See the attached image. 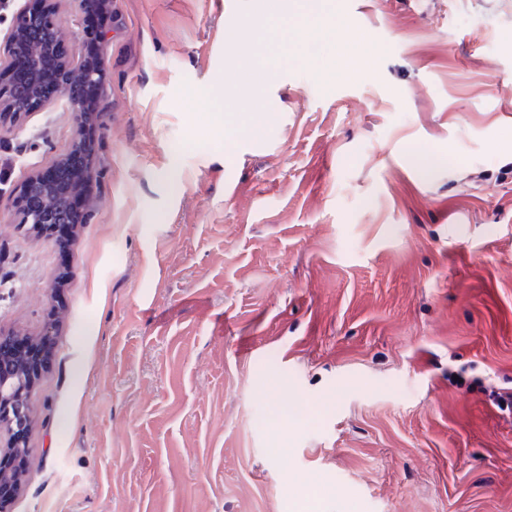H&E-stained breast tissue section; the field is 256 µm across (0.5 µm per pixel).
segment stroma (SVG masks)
<instances>
[{
    "instance_id": "stroma-1",
    "label": "stroma",
    "mask_w": 512,
    "mask_h": 512,
    "mask_svg": "<svg viewBox=\"0 0 512 512\" xmlns=\"http://www.w3.org/2000/svg\"><path fill=\"white\" fill-rule=\"evenodd\" d=\"M335 5L332 77L279 0H110L68 249L16 200L84 130L0 120V333L61 313L0 512H512V0Z\"/></svg>"
}]
</instances>
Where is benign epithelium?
<instances>
[{"label": "benign epithelium", "instance_id": "obj_1", "mask_svg": "<svg viewBox=\"0 0 512 512\" xmlns=\"http://www.w3.org/2000/svg\"><path fill=\"white\" fill-rule=\"evenodd\" d=\"M57 0H24L19 10L12 33L13 52L24 53L28 59L36 62L29 69L28 77L23 82L14 80L12 73L0 74V112H14V102L22 99L34 109L40 106L45 97L42 86L54 81L60 93L74 112L78 124L88 123L93 113L75 105L77 98L72 91L77 87L95 82L102 74V61L84 63L78 69H68L62 63L54 71H47L41 66L45 55L52 49L57 56H62L67 36L48 21L50 8L48 3ZM75 148L64 154L56 172L38 175L29 179L21 188L19 214L20 223L36 224L61 223L66 217V195L59 190V185L66 186V191L79 187L84 174L74 173L69 167V158ZM37 378L33 377L21 357L13 349L7 337L0 336V427L8 432V444L0 448V486L18 484L20 468L24 464V448L20 440L26 434L34 420V397L21 396L17 388L27 384L34 389Z\"/></svg>", "mask_w": 512, "mask_h": 512}]
</instances>
